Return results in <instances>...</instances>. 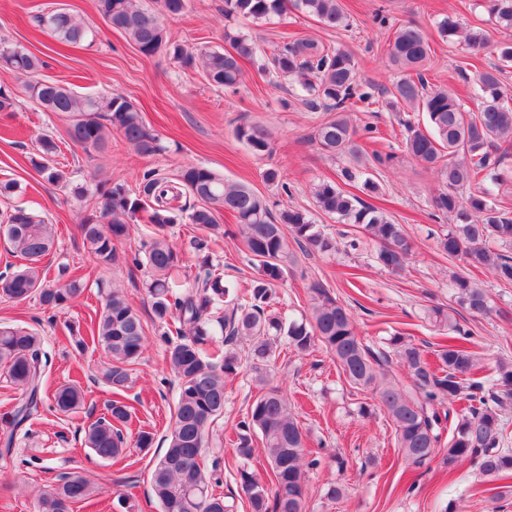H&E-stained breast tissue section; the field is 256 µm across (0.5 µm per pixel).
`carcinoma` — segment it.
Wrapping results in <instances>:
<instances>
[{
  "label": "carcinoma",
  "mask_w": 512,
  "mask_h": 512,
  "mask_svg": "<svg viewBox=\"0 0 512 512\" xmlns=\"http://www.w3.org/2000/svg\"><path fill=\"white\" fill-rule=\"evenodd\" d=\"M488 11L500 30L512 32V0H487ZM103 20L128 37L146 57L166 54L184 66L200 67L207 82L216 89H234L241 80V61L256 55V43L241 30L224 28V45L189 50L172 40L164 19L186 13L188 0H94ZM295 9L313 16L323 25L336 28L345 20L340 0H224V17L257 23L283 17ZM39 30L63 44H77L88 31L74 15L63 8L43 10L33 17ZM437 31L447 40L463 35L472 50L485 48L486 32H461L458 20L445 16ZM431 45L426 33L416 26H402L390 44V62L404 76L385 90L391 107L402 106L425 114L426 126L407 122L402 139L403 151L435 171L444 189L433 200L434 211L452 216L454 222L437 240L448 256H459L471 268L489 267L495 279L512 285V256L490 247L497 243L512 247V213L498 208L492 194L481 183L504 180L499 171L501 157L494 151L512 145V107L500 91L499 74L512 63V40L498 44L500 65L482 72L475 81L477 110L465 107L444 88L428 85L424 75ZM0 62L23 77L25 93L45 112L67 117L61 140L84 151L101 152L112 132L142 157L166 151L162 139L144 123L141 113L126 97L79 96L67 86L42 80L38 73L43 61L24 48L0 42ZM267 69L279 77L295 80L310 96L311 108L323 104L337 112L321 122L314 139L331 155L349 157L338 178L350 186L362 182L363 190L377 193L379 187L360 169L357 130L343 115L353 101L375 103V90L359 89L357 63L344 49L296 39L283 43L269 59ZM235 136L255 153L271 151L268 131L261 125L243 124ZM60 146L51 136L37 138V149L30 158L36 173L47 183L83 197L86 187L74 182L65 164L57 157ZM95 211L79 225L83 243L101 266L119 258L117 244L129 234L130 223L145 210L153 224L152 237L140 252L131 256L135 265L145 264L151 272L146 284L153 320L167 326L165 362L176 382L173 423L166 436L168 446L150 474L153 497L162 512H230L224 496L210 488L203 471V457L209 444V430L224 413L226 378L236 374L241 356L233 349L208 352V347L238 338L248 341L246 360L263 388L253 401L247 420L233 441L238 458L248 462L255 452L253 437L260 435L263 453L272 469L274 488L268 489L253 473L240 469L242 490L248 496L251 512H303L305 469L316 465L306 459L305 433L292 416L288 399L277 387L266 386L267 367L275 358L276 342L298 353L320 345L330 352L349 382L375 393L379 407L391 418L399 448L413 464L431 459L442 444L447 403L462 405L460 417L449 430L443 463L448 469L468 460L476 464L489 483L512 478V451L503 447L505 424L500 409L503 398H512V364L499 363L493 372L482 369L477 352L466 346L469 330L440 306L428 311L430 323L448 329V344L428 356L426 350L401 333H395L384 346L361 341L350 311L339 304L330 290L320 283L309 288L310 317L287 320L266 310L274 290L284 280L287 268V239L318 252L336 250V241L322 233L306 210L288 208L273 216L266 199L240 183H230L211 169L194 164L181 166L174 176L144 172L137 191L122 183L103 185L96 190ZM198 204L187 209L176 205L183 194ZM317 210L364 231L377 245V261L385 269H404L412 245L403 226L394 223L378 208L334 181H322L313 191ZM235 218L224 236L239 240L257 268V276L247 295L236 300L231 311L217 319L229 290L224 279L203 258V274L191 292L179 289L178 273L182 257L167 235L172 224H195L210 228L222 212ZM10 243L11 254L26 261L23 269L0 273V297L15 302L38 299L45 310L64 308L80 295L84 284L61 265L59 279L46 281L40 265L55 244L54 225L47 224L27 208L16 205L0 214V237ZM453 288L462 306L476 315L490 311L488 296L464 274L453 278ZM77 346L101 348L109 359L103 379L112 391L106 413L84 429V445L99 459L117 462L127 452V431L131 407L124 400L131 372L143 353L146 326L123 293L112 289L102 310L90 319V336H74ZM406 371L405 385L393 366ZM48 352L37 333L18 326H0V369L21 393V403L10 413L0 431V456L13 454L19 434H28L33 421L41 416L46 398ZM86 399L82 386L68 383L58 387L52 407L69 413ZM96 483L88 475L69 472L40 492L37 512H72L77 503L91 500Z\"/></svg>",
  "instance_id": "cac0c4a2"
}]
</instances>
